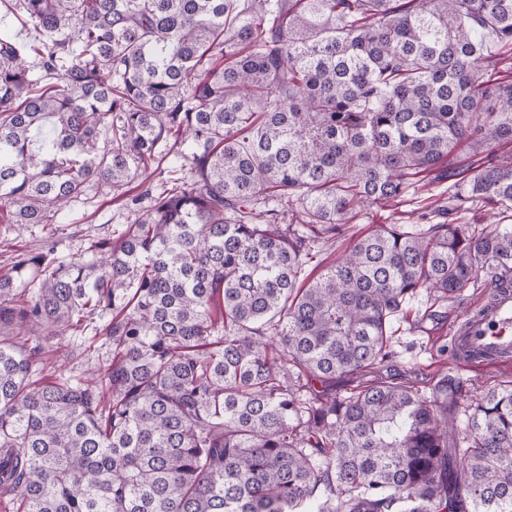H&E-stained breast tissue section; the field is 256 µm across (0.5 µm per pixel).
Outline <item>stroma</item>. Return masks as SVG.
I'll list each match as a JSON object with an SVG mask.
<instances>
[{
    "label": "stroma",
    "instance_id": "35a3bbf8",
    "mask_svg": "<svg viewBox=\"0 0 512 512\" xmlns=\"http://www.w3.org/2000/svg\"><path fill=\"white\" fill-rule=\"evenodd\" d=\"M447 189V183L434 184L419 190L412 201L367 208L357 217L356 224L418 223L419 213L430 210L433 200L443 197ZM88 194L90 203L76 206L74 215L64 217L62 223L0 224V272L10 268L14 253L19 250L52 247L61 260L85 259L90 242L112 234L130 221L129 211L113 202L112 191L94 186ZM502 274V269L487 264L455 297L437 301L422 293L409 303L392 322V348L397 354L392 375L425 394L430 393L438 373L444 370L461 378L474 395L512 384V362L486 370L472 369L451 347L463 320L478 310L490 292L492 279ZM24 345L35 351L33 379L40 384L55 381L62 374L89 377L108 355L107 347L90 330L43 342L31 337Z\"/></svg>",
    "mask_w": 512,
    "mask_h": 512
}]
</instances>
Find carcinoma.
I'll return each mask as SVG.
<instances>
[{"mask_svg":"<svg viewBox=\"0 0 512 512\" xmlns=\"http://www.w3.org/2000/svg\"><path fill=\"white\" fill-rule=\"evenodd\" d=\"M0 217L52 224L88 187L136 217L66 263L0 273V503L12 512H512V385L452 410L375 379L391 324L489 261L512 225L381 224L448 182L512 210V0H0ZM473 157L467 167L453 154ZM174 154L154 193L145 174ZM147 200L146 212L138 210ZM349 241L313 277L320 245ZM110 347L33 386L4 333ZM435 396L461 398L442 375ZM334 499H321V491Z\"/></svg>","mask_w":512,"mask_h":512,"instance_id":"obj_1","label":"carcinoma"}]
</instances>
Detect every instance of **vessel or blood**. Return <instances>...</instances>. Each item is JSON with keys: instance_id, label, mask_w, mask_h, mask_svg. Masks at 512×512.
I'll return each mask as SVG.
<instances>
[{"instance_id": "b4317fda", "label": "vessel or blood", "mask_w": 512, "mask_h": 512, "mask_svg": "<svg viewBox=\"0 0 512 512\" xmlns=\"http://www.w3.org/2000/svg\"><path fill=\"white\" fill-rule=\"evenodd\" d=\"M466 356H477L479 365H495L501 352L512 354V289L497 293L478 315L466 318L453 341Z\"/></svg>"}]
</instances>
